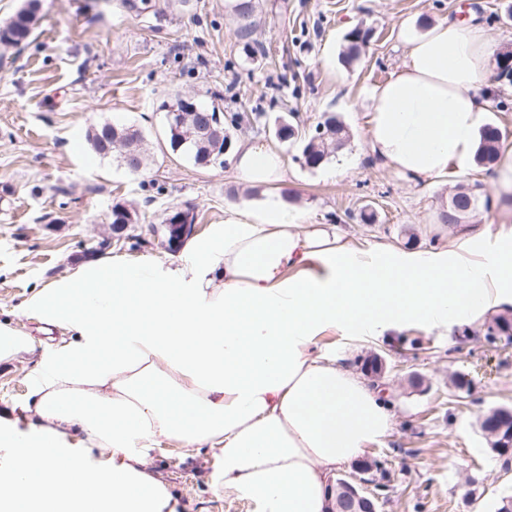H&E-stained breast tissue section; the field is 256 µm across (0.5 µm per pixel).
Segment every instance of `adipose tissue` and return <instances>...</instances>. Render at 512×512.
<instances>
[{"label":"adipose tissue","instance_id":"obj_1","mask_svg":"<svg viewBox=\"0 0 512 512\" xmlns=\"http://www.w3.org/2000/svg\"><path fill=\"white\" fill-rule=\"evenodd\" d=\"M402 67L372 92L367 149L414 179L468 173L489 100L484 27L401 24ZM236 181H282L273 148L242 143ZM512 305V232L476 250L355 247L276 196L231 211L180 262L98 258L33 294L26 312L68 332L44 349L33 404L41 426L0 437V512H164L152 449L211 448L225 491L255 512H328L333 475L392 428L379 396L317 354L326 330L386 336L448 329ZM87 442L60 448L72 426ZM103 461L89 471V448Z\"/></svg>","mask_w":512,"mask_h":512}]
</instances>
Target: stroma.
Segmentation results:
<instances>
[{
    "mask_svg": "<svg viewBox=\"0 0 512 512\" xmlns=\"http://www.w3.org/2000/svg\"><path fill=\"white\" fill-rule=\"evenodd\" d=\"M225 0H148L136 12L124 0H40L29 44L0 46V322L33 338L32 352L0 361V412L28 399L44 348L66 331H42L25 300L71 275L90 258L129 263L179 262L164 221L190 209L196 236L224 221L225 212L264 190L238 186L231 166L201 167L169 148L161 104L180 93L202 104L220 97L224 114L256 113L258 128L225 124L232 142L250 140L281 150L286 177L274 191L309 224H336L353 245L389 244L428 251L452 236L494 242L512 225L491 181L493 166L467 175L413 180L366 149L370 92L402 66L401 22L425 29L442 18L482 23L494 51L512 44V0H259L258 38L266 57L249 59L234 36ZM371 31L360 57L344 63V36ZM494 86L487 120L512 147V82L489 74ZM294 113L297 137L275 135L280 116ZM346 130L343 146L319 167L297 160L326 114ZM105 122L136 126L149 164L139 173L97 156L86 135ZM484 206L465 221L436 214L457 187ZM134 208V224H110L115 204ZM372 221H363V213ZM491 318L430 331L406 326L393 340L330 330L319 353L363 372L371 355L393 416L390 433L369 447L370 493L378 512H495L512 497L504 468L479 427L498 408L512 409V336L487 338ZM470 384L459 389L454 377ZM148 471L177 512H252L216 481L210 449L186 457L176 443L153 450Z\"/></svg>",
    "mask_w": 512,
    "mask_h": 512,
    "instance_id": "obj_1",
    "label": "stroma"
}]
</instances>
